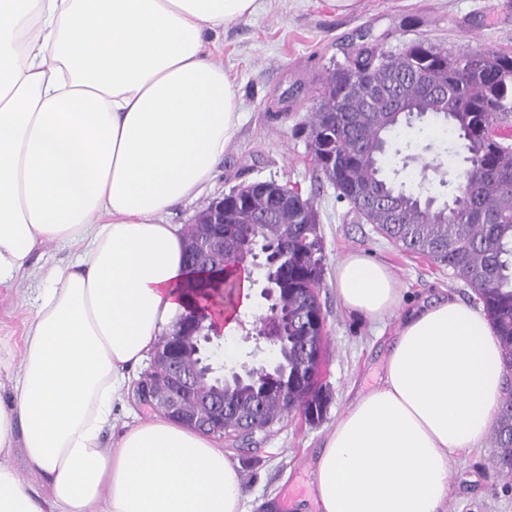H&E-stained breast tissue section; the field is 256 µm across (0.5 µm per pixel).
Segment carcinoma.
<instances>
[{
    "label": "carcinoma",
    "mask_w": 512,
    "mask_h": 512,
    "mask_svg": "<svg viewBox=\"0 0 512 512\" xmlns=\"http://www.w3.org/2000/svg\"><path fill=\"white\" fill-rule=\"evenodd\" d=\"M411 49L419 55L414 69L376 45L361 46L323 79L319 107L302 133L338 197L353 203L357 214L401 251L428 257L471 288L501 341L504 369H512V144L505 143L504 133L512 117V53L493 48L451 53L423 40L412 42ZM349 68L368 84L387 88L388 96L375 100L370 111L392 116L357 122L356 113L349 112L336 116L333 131L324 127L323 108L343 92ZM423 116L448 126L464 151L466 167L450 189L452 199L438 207L404 183L390 181L379 164L387 137ZM275 191L288 197V215L265 220L257 249L272 245L278 258L266 276L282 279L280 319L273 324L281 336L280 365L271 375L259 371L245 385L224 388L227 405L263 401L267 427L293 410L320 421L328 403L323 386L305 376L303 367L305 351L323 349L324 341L312 325V317L323 315L317 291L323 273L319 224L313 205L297 198L288 184ZM224 205L244 222L264 209L259 200L250 207L231 195ZM246 270L242 260L222 269L201 267L209 279L191 287L207 288L213 279L233 289L239 286L237 272ZM490 443L498 472L511 480L512 398L502 401Z\"/></svg>",
    "instance_id": "carcinoma-1"
}]
</instances>
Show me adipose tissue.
<instances>
[{"mask_svg":"<svg viewBox=\"0 0 512 512\" xmlns=\"http://www.w3.org/2000/svg\"><path fill=\"white\" fill-rule=\"evenodd\" d=\"M261 7L0 0V288L35 284L20 348L0 336V512H246L214 435L152 413L104 436L130 370L186 310L184 235L163 217L199 196L240 128L207 36ZM51 244L75 261L35 266ZM336 292L373 323L401 303L387 267L357 253ZM504 382L481 309L445 297L407 312L378 384L313 462L315 512H447L450 460L481 447Z\"/></svg>","mask_w":512,"mask_h":512,"instance_id":"ef3b65f1","label":"adipose tissue"}]
</instances>
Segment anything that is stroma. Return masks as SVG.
Here are the masks:
<instances>
[{"label": "stroma", "instance_id": "obj_1", "mask_svg": "<svg viewBox=\"0 0 512 512\" xmlns=\"http://www.w3.org/2000/svg\"><path fill=\"white\" fill-rule=\"evenodd\" d=\"M418 39L454 53L480 47L511 52L512 0H353L347 7L336 0H264L257 15L212 36L215 59L236 78L243 123L200 196L172 208L167 223L192 224L213 198L248 182L295 184L318 211L324 255L319 297L327 333L321 369L329 394L326 412L313 424L293 413L257 434L252 444H225V455L240 465L248 512H296L298 502L309 497L314 480L309 463L326 431L344 415L351 392L374 383L393 341L395 318L372 324L342 307L334 287L339 260L357 252L387 266L405 307L443 295L471 300V289L447 269L400 251L338 199L317 170L305 137L294 132L314 111L327 72L360 45L376 43L394 54ZM392 145L383 159L386 172L407 186H425L437 202H446L448 190L439 181L455 179L464 162L445 126L424 119L419 130H405ZM265 286L262 271L254 270L250 307L217 349L226 366H257L268 359L245 336L267 310ZM29 294L26 282L0 288L1 333L20 337ZM451 468L448 512H512V481L498 473L490 445L454 458Z\"/></svg>", "mask_w": 512, "mask_h": 512}]
</instances>
